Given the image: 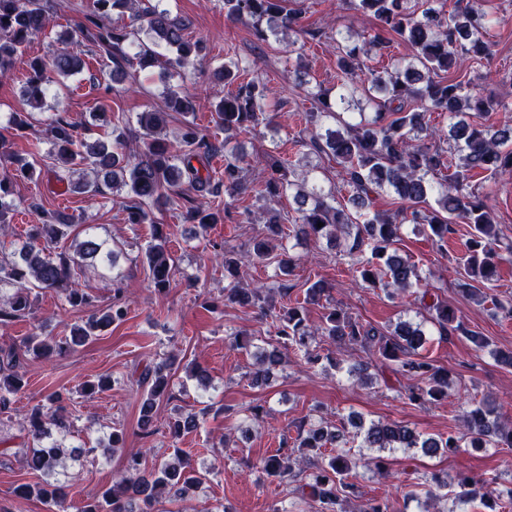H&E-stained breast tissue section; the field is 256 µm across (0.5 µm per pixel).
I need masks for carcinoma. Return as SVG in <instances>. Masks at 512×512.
Here are the masks:
<instances>
[{"instance_id":"carcinoma-1","label":"carcinoma","mask_w":512,"mask_h":512,"mask_svg":"<svg viewBox=\"0 0 512 512\" xmlns=\"http://www.w3.org/2000/svg\"><path fill=\"white\" fill-rule=\"evenodd\" d=\"M142 0H94L93 13L79 26V33L100 51L103 66L115 80L120 73L111 64L129 58L127 46L137 45L134 58L140 69L163 63V68L178 71L202 56L203 45L188 39L186 23L169 17L163 0L140 7ZM350 9L370 15L381 24L380 31L355 40L351 31L336 30L331 35L336 45V87L316 85L306 92L311 101L305 113V135L297 140L301 149L324 155L338 165V185L329 189L315 184L311 189L294 180L293 165L283 157L269 153L264 157L267 177L259 184L263 199L280 198L293 192L297 216L289 219L285 212L266 216L261 212L247 217L263 224L250 239L247 249L235 251L221 244H212L215 258L224 259V300L264 311L268 293L286 302L277 316V345L261 347L257 338L243 331L230 333L236 349L258 360L260 367L250 373L253 384H264L272 368L288 365L281 350L300 358L310 369L340 367L335 357L342 348H360L375 356L392 372L410 381L407 396L418 404L431 403L448 396V372L439 368L420 349L426 342L424 322L443 331L460 330L477 350L489 346L485 336L457 323V315L448 304L437 301L424 305L428 318L399 321L392 330L363 323L349 315L329 298L330 288L321 280L305 290L304 299L292 297L288 285L297 266V259L285 246L270 244L275 238L326 240L342 249L357 264L360 280L406 291L420 286L422 276L416 265L393 250L400 240L402 225L415 224L434 242L443 243L452 231V224L470 225L471 232L464 246L461 264L464 271L462 291L482 303L484 289L494 282L505 256H512V246L500 245L496 224L487 197L471 189L473 173L488 172L493 176L512 174V121L498 127L490 122L491 112L498 104L466 90L464 82L453 77L463 59L488 61L493 56L488 40L490 19L487 13L466 5L457 14H448L437 6L438 0H341ZM49 0H0V80L8 79L18 52L29 41L43 33L51 21ZM129 11L140 22L138 30L129 32L103 23L110 13ZM224 11L232 19L247 23L259 41L278 35L321 37L322 32L301 26V16L290 10L285 0H224ZM394 34L408 44L411 54L394 60L381 69L367 65L372 52L387 44L385 34ZM161 47L174 52L162 57ZM84 67L82 59L66 48L54 51L47 58H36L22 87L27 105L37 109L44 105L52 76L68 77ZM248 66L228 57L217 70V79L237 84L236 91L224 96L215 105L217 122L224 127V149L207 141L195 126L187 122L178 145L160 136L165 123L162 112H140L137 123L143 130L141 150L135 160L126 153L125 129L122 120L112 121L107 112H95V120L112 126L111 139H86L90 132L81 128L68 115L59 113L50 123L47 140L51 154L62 166L80 173L69 182L71 193L87 199L104 194L109 188L116 193L127 191L134 203L125 207L127 223L152 225L151 240L144 250L150 272V287L159 294L172 283L176 265L167 249L165 225L155 223L147 207L159 205L176 196L183 200L185 218L200 230L218 224L231 214V201L247 190L243 168L237 164V150L231 140L261 126L277 132L271 117L266 115L267 85L242 76ZM167 106L175 112L194 111L192 97L174 87L167 88ZM357 113L348 120L345 115ZM429 112H446L454 122L448 133L440 135L426 119ZM330 118L333 127L323 126ZM41 140L30 144L25 156L15 158L14 167L0 173V234L8 235V214L12 211L14 185L29 180L39 168ZM224 152V180L215 182L209 159ZM391 191L398 207L393 211H368L370 195ZM224 195V208L204 206L205 195ZM41 223L32 224L26 240L10 242L11 252L0 257V287L8 285L11 293L0 290V327H8L28 317L33 291L60 289L67 304L81 311L89 304L88 296L75 287L76 271L99 266L115 269L119 253L99 238L93 228H80L74 216L54 210H40ZM323 226H318V223ZM74 241V247L54 254L52 246L62 240ZM274 261L278 273L270 283L250 290L239 287L242 267ZM112 302L96 310L70 327V334L61 338L32 334L21 343L0 347V412L9 410L12 399L26 387L21 368L25 357L33 355L52 358L85 345L93 337L125 320L127 307L122 302L123 289H113ZM325 302L319 323L309 321L306 305ZM334 345L324 348L323 342ZM172 360L164 358L134 371L132 383L143 391L138 427L141 436L150 440L157 433L154 418L160 403L172 398ZM112 387L108 377L83 384L87 396ZM48 405L31 411L27 434L32 446L26 454L29 468L52 474L66 468V461L77 462L84 449L69 447L64 437L70 433L69 411L60 392L47 397ZM459 435L447 438L426 437L406 424L395 420L373 421L366 426L352 420L311 423L303 421L297 436H282L275 453L258 461L266 474L309 497L317 504V512H343L342 497L351 484L346 482L356 465L346 450L353 439H361L360 447L382 452L421 450L424 454L455 452L461 448L512 447V427L500 420L495 404L487 397L466 400ZM195 414L175 413L168 423L173 439L197 429ZM59 437H53V433ZM204 475L191 464L189 454L177 449L171 459L154 469H141L139 457H131L119 480L88 498L77 512H161L164 502L184 498L190 489L201 483ZM441 483L425 491L421 512H455L435 508L448 500L440 493ZM16 492L26 498L35 497L55 512H68L65 486L45 481L22 484ZM453 501L481 500L495 504L498 495L473 477H462L451 492Z\"/></svg>"}]
</instances>
